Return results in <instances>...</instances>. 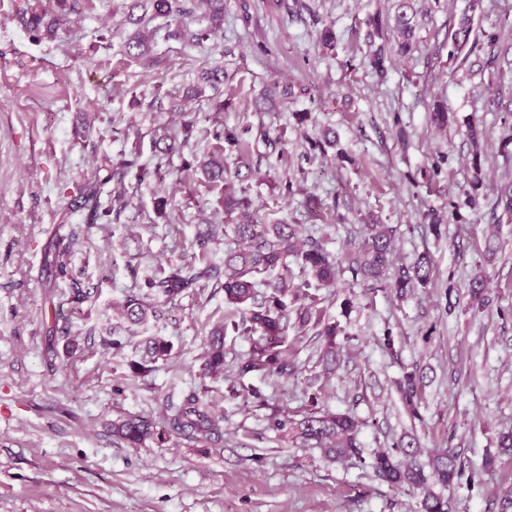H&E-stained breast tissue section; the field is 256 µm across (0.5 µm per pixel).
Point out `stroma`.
<instances>
[{
	"label": "stroma",
	"mask_w": 512,
	"mask_h": 512,
	"mask_svg": "<svg viewBox=\"0 0 512 512\" xmlns=\"http://www.w3.org/2000/svg\"><path fill=\"white\" fill-rule=\"evenodd\" d=\"M128 2L79 0L56 38L37 39L19 14L23 0H0V512H419L420 491L328 462L270 430L268 416L275 406L301 413L314 376L326 407L360 421L365 456L411 432L421 462L461 448L473 470L512 429V213L496 204L512 184V150L500 147L512 80L500 96L483 92L491 72L512 64V0H418L411 48L392 54L382 77L368 64L367 33L396 0H224V24L209 40L157 38L148 64L125 52ZM466 14L469 37L449 59ZM327 27L331 50L321 44ZM495 29L493 48L483 34ZM216 66L224 81L215 89L202 75ZM437 102L455 117L444 131L430 123ZM216 112L245 133L224 163L245 173L262 223L300 225L344 260L371 215L393 227L396 264L425 252L434 260L433 285L404 301L346 268L336 287L311 288L342 329L335 374L323 375L308 329L289 332L298 376L238 377L250 341L232 333L223 376L203 374L204 339L229 316L217 280L161 306L146 326L121 324L113 311L148 294L170 264L200 255L223 264L231 235L203 250L196 243L199 225L230 221L223 186L194 170L217 149ZM187 122L189 146L158 166L152 130ZM472 122L485 131L481 208L455 213L472 179ZM132 158L151 168L149 179L122 168ZM105 169L120 206L91 225L80 196ZM432 209L451 216L437 235ZM64 247L62 278L50 262ZM478 273L489 300L479 312L466 296ZM76 286L90 301H74ZM70 336L78 348L69 353ZM149 336L168 340L171 354L134 373ZM413 369L425 384L417 420L394 387ZM237 381L258 398L231 396ZM192 390L223 412L218 442L170 431L135 448L114 442L112 419L162 422L167 403Z\"/></svg>",
	"instance_id": "stroma-1"
}]
</instances>
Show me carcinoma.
I'll return each mask as SVG.
<instances>
[{
  "mask_svg": "<svg viewBox=\"0 0 512 512\" xmlns=\"http://www.w3.org/2000/svg\"><path fill=\"white\" fill-rule=\"evenodd\" d=\"M205 27L191 29L180 24L179 17L185 9L179 0H133L130 10L143 9V14L133 20L141 25L156 18L168 19L167 25H175L168 36L182 38L192 43H202L210 33L224 24V0H202ZM75 11L69 0H35L25 9L29 14L26 23L30 31L42 37H53L68 23V16ZM418 10L414 0H400L394 16V29L402 37L398 47H393L385 33L380 16L372 20L368 33L370 42L381 43L372 52L370 65L379 75L386 71V62L392 51L404 53L410 48L417 25ZM156 31L136 32L125 43L126 54L146 61L151 57ZM191 126L183 127V138L162 126L153 136L158 162L169 159L173 153L184 149L190 137ZM215 140L224 142L229 149L243 146L242 136L224 130V124L214 127ZM468 135L472 147V191L465 199L453 205L458 210L471 211L479 208V189L482 187V131L475 124L469 125ZM201 171L211 183H226L239 179V172L224 165V155L211 157L200 164ZM112 176L96 178L87 184L81 196V208L88 210L91 223L110 215L112 210H100L101 196L112 195L106 185ZM224 210L236 214L231 225L235 247L224 251V305L230 308L234 319L211 329L207 338L203 371L208 375L224 373V337L232 331L252 338L250 350L238 364L240 377L251 373L277 374L291 377L299 371L286 340L288 329L295 325L309 327L315 336L323 340L318 362L329 372L336 369L339 346L336 336L341 329L336 322L326 319L313 304L307 302V289L334 286L339 273L336 257L326 251L311 237H301L298 224H262L252 211L250 202L235 194L224 195ZM394 230L385 224L364 225V235L349 258V269L361 280L380 283L399 299H405L419 289H426L433 281V261L423 254L409 266L393 268ZM299 267L305 279L294 282L289 263ZM214 266L198 265L191 259L186 263L172 264L165 275L149 282L154 290V300L138 295H128L118 306L120 319L130 325H141L159 317L158 303L172 304L186 295L200 282L216 276ZM262 279H256V276ZM486 292L485 276L478 273L468 285L469 305L483 306ZM171 344L161 336H149L143 341L142 362L133 365L134 372L146 369V364L165 359L170 355ZM423 377L411 371L398 383V392L407 413L413 419H421L419 407L422 400ZM320 394L309 396V408L296 419L286 411L275 410L268 416V428L287 434L295 440L313 445L323 451L331 461L347 462L355 466L369 467L374 476L393 488L420 489L424 492L422 512H451L447 499L433 490V486L447 487L452 484H471L474 472L466 469L461 452L452 448L437 451L430 461H419L420 445L412 435H405L393 448L376 452L371 459L363 456L358 439L359 425L351 412H330L319 406ZM223 414L212 403L195 391L186 394L177 404L167 405L166 423L177 435L188 439L220 436ZM156 435L155 422L139 414H125L112 421V436L131 446H137ZM512 459V431L501 433L497 438L495 453H486L482 460L484 469H493L499 460ZM488 496L498 505V512H512V487L498 486L487 490Z\"/></svg>",
  "mask_w": 512,
  "mask_h": 512,
  "instance_id": "carcinoma-1",
  "label": "carcinoma"
}]
</instances>
